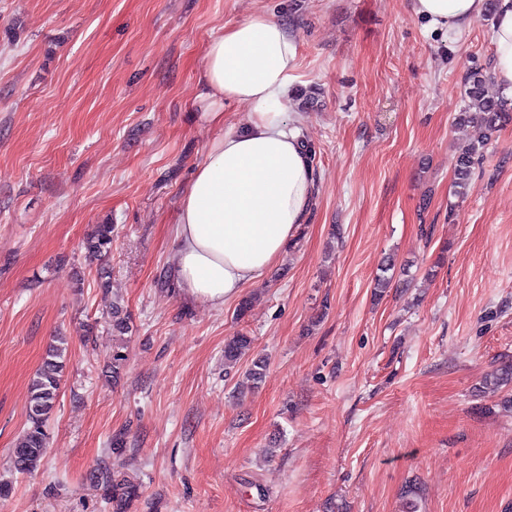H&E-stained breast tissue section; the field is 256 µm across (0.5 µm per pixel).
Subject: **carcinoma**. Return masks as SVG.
Masks as SVG:
<instances>
[{
    "mask_svg": "<svg viewBox=\"0 0 512 512\" xmlns=\"http://www.w3.org/2000/svg\"><path fill=\"white\" fill-rule=\"evenodd\" d=\"M491 73L483 68L468 71L464 78L465 105L457 117V124L472 126L479 130L478 137L458 158L453 182V196L465 200L474 168L484 158L487 145L495 133L512 120V105L507 99L487 94L486 84ZM112 225L98 224L86 239V250L102 257L111 252ZM252 338L236 333L224 344V366L236 367L245 354L252 349ZM67 340L56 337L30 383V401L27 408L28 423L12 451V463L19 473L34 470L47 451V423L59 397V390L66 368ZM266 360L255 356L244 372L246 384L257 387L265 378ZM512 381V367L505 366L484 377L482 388L492 393ZM93 478L109 494L112 512H128L129 506L140 496L138 484L115 475L108 464L97 466Z\"/></svg>",
    "mask_w": 512,
    "mask_h": 512,
    "instance_id": "carcinoma-1",
    "label": "carcinoma"
}]
</instances>
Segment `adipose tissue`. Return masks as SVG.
Instances as JSON below:
<instances>
[{"mask_svg": "<svg viewBox=\"0 0 512 512\" xmlns=\"http://www.w3.org/2000/svg\"><path fill=\"white\" fill-rule=\"evenodd\" d=\"M437 29L461 31L481 18L486 0H414ZM493 75L512 100V0H497ZM289 28L262 14L226 27L206 46L200 80L208 119L224 120V104H250L245 125L209 143L185 193L170 256L186 295L214 307L235 298L281 255L306 220L315 191L308 153L287 116L296 66Z\"/></svg>", "mask_w": 512, "mask_h": 512, "instance_id": "1", "label": "adipose tissue"}]
</instances>
